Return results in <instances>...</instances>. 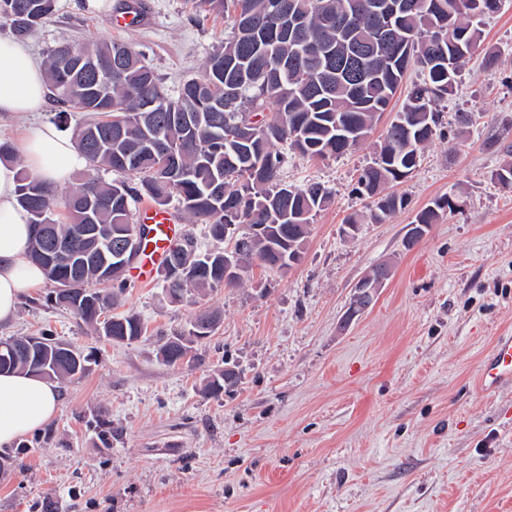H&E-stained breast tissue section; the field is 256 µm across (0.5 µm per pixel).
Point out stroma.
I'll list each match as a JSON object with an SVG mask.
<instances>
[{
	"instance_id": "35a3bbf8",
	"label": "stroma",
	"mask_w": 512,
	"mask_h": 512,
	"mask_svg": "<svg viewBox=\"0 0 512 512\" xmlns=\"http://www.w3.org/2000/svg\"><path fill=\"white\" fill-rule=\"evenodd\" d=\"M57 0L28 39L38 61L58 44L119 40L141 50L169 91L200 77L230 32L223 15L186 0H140L142 16L109 20L126 0ZM498 67L473 54L444 107L479 114L447 131L398 185L405 209L343 239L364 209L352 189L405 99L397 94L368 137L339 158L286 151V183H323L330 205L301 261L253 265L233 288L171 301L162 279L130 284L109 315L134 312V342L99 337L48 306L49 285L24 297L0 339L50 333L93 354L85 376L62 382L57 417L0 452V512H512V386L487 395L474 381L496 336L512 333V192L495 171L512 144V0L482 20ZM453 193L456 210L413 246L415 214ZM392 275L371 307L343 324L356 282L381 262ZM222 313L197 359L158 351L196 307ZM238 387L213 397L204 382L224 364ZM112 426L102 440L100 420Z\"/></svg>"
}]
</instances>
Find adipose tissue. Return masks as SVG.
I'll return each instance as SVG.
<instances>
[{"instance_id":"obj_1","label":"adipose tissue","mask_w":512,"mask_h":512,"mask_svg":"<svg viewBox=\"0 0 512 512\" xmlns=\"http://www.w3.org/2000/svg\"><path fill=\"white\" fill-rule=\"evenodd\" d=\"M46 102V74L26 42L0 36V117L31 118L18 149L31 173L50 185L83 166L72 138L37 116ZM17 171L0 162V325L12 322L22 298L45 280L29 258L30 219L17 204ZM60 410L56 381L23 372L0 374V449L53 421Z\"/></svg>"}]
</instances>
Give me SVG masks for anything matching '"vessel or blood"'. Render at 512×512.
<instances>
[{
    "mask_svg": "<svg viewBox=\"0 0 512 512\" xmlns=\"http://www.w3.org/2000/svg\"><path fill=\"white\" fill-rule=\"evenodd\" d=\"M140 219L152 228L149 241L135 266L134 277L139 284L151 283L157 267L168 253L169 247L182 239L184 228L178 224L175 212L141 206ZM512 384V334L497 337L485 356L479 370L478 386L486 393Z\"/></svg>",
    "mask_w": 512,
    "mask_h": 512,
    "instance_id": "vessel-or-blood-1",
    "label": "vessel or blood"
}]
</instances>
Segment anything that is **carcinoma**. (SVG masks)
Returning <instances> with one entry per match:
<instances>
[{
  "instance_id": "cac0c4a2",
  "label": "carcinoma",
  "mask_w": 512,
  "mask_h": 512,
  "mask_svg": "<svg viewBox=\"0 0 512 512\" xmlns=\"http://www.w3.org/2000/svg\"><path fill=\"white\" fill-rule=\"evenodd\" d=\"M199 9L217 11L233 21V35L206 60L200 79L183 82L168 94L143 64L139 51L119 42L63 44L47 56L50 87L63 110L87 112L96 119L75 130V143L88 169L58 201L50 186L26 170L19 173L17 201L33 227L29 257L41 266L54 303L71 311L95 334L133 342L143 333L138 316H105L124 292L126 272L102 279L97 259L112 240L79 243L84 262L77 266L52 255L55 240H65L86 222L79 192L92 187L105 201L95 222L120 235L135 237L134 256L146 244L145 228L131 223L132 206L147 196L159 206L177 201L193 222L208 225L211 238L224 242V225H265L267 233L240 244L237 281L254 262L270 269L291 267L303 254L316 214L331 202L319 182L281 183L280 146L309 160L343 155L364 140L385 112L408 68L420 83L408 92L400 112L385 130L375 160L365 167L356 192L368 200V212L351 215L348 224H384L405 206L388 191L418 166L421 150L441 134L436 105L459 83L464 55L457 44L481 47V18L469 0H396L400 7L379 12L383 0H190ZM57 0H0V28L26 39L54 14ZM97 59L127 53L117 71L87 74L67 62L68 48ZM96 84L103 94L84 92ZM100 170L122 175L110 183ZM65 221L56 219L58 206ZM456 209L448 194L415 215L416 224H435ZM225 249H199L192 232L171 249L160 268L181 263L189 272L164 279L168 297H185L225 287ZM61 285L72 291L60 293ZM216 310H198L185 329L159 349L168 364L184 360L194 345L215 332ZM92 355L42 334L0 339V373L20 371L61 381L84 376ZM240 381L236 370H219L205 390L218 397Z\"/></svg>"
}]
</instances>
